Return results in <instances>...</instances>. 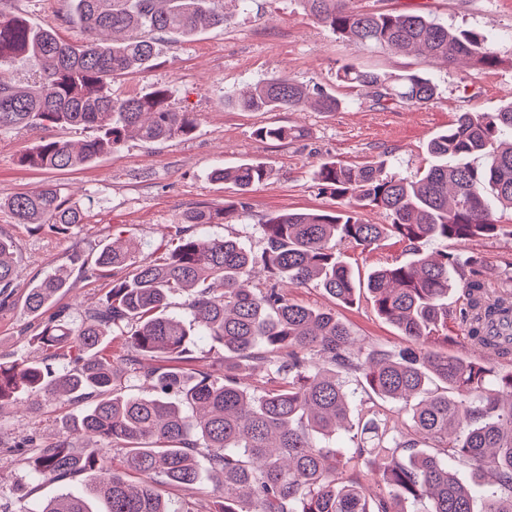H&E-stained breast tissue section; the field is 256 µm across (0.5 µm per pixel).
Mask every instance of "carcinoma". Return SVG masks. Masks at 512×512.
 Listing matches in <instances>:
<instances>
[{"label": "carcinoma", "instance_id": "carcinoma-1", "mask_svg": "<svg viewBox=\"0 0 512 512\" xmlns=\"http://www.w3.org/2000/svg\"><path fill=\"white\" fill-rule=\"evenodd\" d=\"M314 18L349 43L375 44L397 55L417 53L449 64L467 59L478 68L499 64L495 37L452 29L413 10H352L347 0H302ZM69 21L82 37L64 41L54 26H33L23 15L0 12V130L92 128L81 143L41 137L19 164L62 171L93 164L125 141L156 144L188 136L190 112L170 105L157 87L136 97L112 96V80L147 67L160 35L190 37L226 21L224 0H71ZM28 67L26 85L5 79L15 62ZM337 78L366 91L383 107L424 105L436 95L431 79L407 71L390 80L344 64ZM335 112L340 101L308 88L288 72L255 84L247 93L224 92V108L288 112L309 101ZM257 137L286 141L297 131L262 127ZM434 163L408 179L380 160L360 167L334 160L314 178L337 201L328 213L271 214L262 222L264 247L245 248L233 238L202 233L248 209L245 195L270 177L254 161L218 168L214 177L233 185L239 199L185 214L166 243L167 258L131 266V252L101 248L97 270L111 278L104 304L82 325L63 310L50 311L68 275L46 276L26 296L37 317V340L60 370L26 358L0 360V407L23 396L83 406L71 435L39 445L24 438L10 452L35 480L65 482L84 473L80 493H63L37 512H396L402 501L424 503L420 512H512V372L440 350L448 320L465 325L474 345L499 360L512 357V263L489 271L478 255L448 252V241L512 237L497 210L512 209V101L496 112H462L428 144ZM17 224L66 233L84 223L82 209L54 184L10 197ZM382 213L370 224L360 211ZM387 236L411 245L413 258L372 269L358 282L340 259V246L369 248ZM433 242L437 249L421 250ZM257 268L268 273L260 288L242 282ZM18 274L10 241L0 238V309ZM314 284L335 303L351 306L362 291L380 318L404 336L398 350L354 346L333 310L294 302L282 284ZM462 300L448 308V293ZM187 294L193 322L167 314L169 298ZM125 341L128 353L112 361L107 337ZM206 336L224 347L219 368L185 367L188 344ZM260 367L257 393L243 373ZM355 376L398 405L402 425L365 423L370 447L339 452L323 444L348 423L352 395L342 378ZM139 381L143 393H122L121 379ZM218 485L219 499L193 509L167 488H193L199 460ZM467 468L483 486L467 484ZM376 479L384 491L366 494Z\"/></svg>", "mask_w": 512, "mask_h": 512}]
</instances>
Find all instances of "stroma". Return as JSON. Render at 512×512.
<instances>
[{
	"instance_id": "stroma-1",
	"label": "stroma",
	"mask_w": 512,
	"mask_h": 512,
	"mask_svg": "<svg viewBox=\"0 0 512 512\" xmlns=\"http://www.w3.org/2000/svg\"><path fill=\"white\" fill-rule=\"evenodd\" d=\"M351 6L356 10H418L453 29L492 34L501 63L489 69L464 63L430 64L380 48L353 46L318 24L301 0H256L245 13L235 0H225V26L192 38L163 37L155 60L146 69L117 77L112 83V94L119 99L159 86L169 88L172 107L195 118L196 129L189 137L158 145L130 140L91 166L47 172L16 163L19 152L36 140V133L23 129L0 132V202L50 182L86 213L85 224L58 234L14 223L0 205V236L12 240L21 268L9 306L0 309L1 360L44 356L33 340L36 324L23 311L31 283L67 269L72 286L58 305L66 309L72 323H80L89 310L103 303L108 290L107 278L92 266L102 244L123 237L134 244L136 263L153 262L163 257V244L185 211L236 200L233 187L211 180L214 167L254 160L269 169L268 181L247 195V216H232L206 229L209 236L234 237L258 250L264 245L261 223L266 216L335 210V198L321 193L313 178L321 161L361 166L385 152L393 169L411 178L432 164L428 142L459 113L495 112L512 101V0H352ZM0 9L23 13L33 24H54L65 41L79 35L69 21V0H0ZM346 63L384 77L406 70L423 72L435 83L437 94L422 107L400 103L378 107L361 88L337 81L336 71ZM282 71L335 95L341 108L335 112L311 107L296 112L225 109V90L247 91ZM271 125L301 130L303 136L288 142L256 138L259 127ZM342 252L357 278L366 277L377 266L410 257L407 244L394 237L368 249L348 244ZM289 296L309 308L335 309L356 339L388 348L406 344L405 337L381 319L367 299L339 307L323 289L312 285L291 288ZM75 411V406L58 402L34 408L25 401L0 409V504L8 512H34L52 497L82 490L79 482H33L7 452L24 435L42 443L61 440L67 434L64 422ZM29 485L34 488L30 494L25 491Z\"/></svg>"
}]
</instances>
